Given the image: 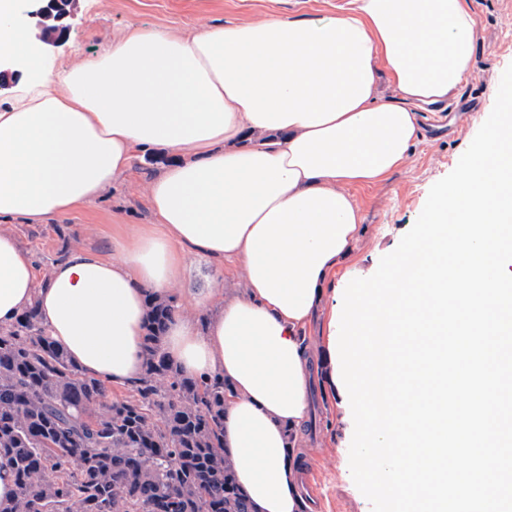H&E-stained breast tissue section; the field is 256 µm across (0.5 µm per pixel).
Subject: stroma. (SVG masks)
Segmentation results:
<instances>
[{"label":"stroma","mask_w":512,"mask_h":512,"mask_svg":"<svg viewBox=\"0 0 512 512\" xmlns=\"http://www.w3.org/2000/svg\"><path fill=\"white\" fill-rule=\"evenodd\" d=\"M346 0H79V9L65 41L40 54L45 66L77 64L98 54L112 38L130 28H162L199 32L228 24H250L278 16L331 15ZM477 21L475 69L453 98V111L420 112L418 136L404 163L381 184L352 189L364 221L350 255L339 265L334 286L344 292L355 278L375 273L381 258L396 249L420 215L431 186L448 175L490 115L498 84L512 64V0H472ZM170 160L161 152L141 154L131 174L112 185L94 203L45 224L0 220L37 261L38 279L77 247L106 246L117 224H150V183ZM246 284L241 272L224 268L200 253L189 256L171 294L192 320L212 318L216 310L197 305L214 291L239 295ZM342 387L318 361L310 363L308 386L312 428L294 451L298 470H312L323 512H372L355 485L349 468L353 433L343 422Z\"/></svg>","instance_id":"stroma-1"}]
</instances>
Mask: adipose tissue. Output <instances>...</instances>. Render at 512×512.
<instances>
[{"instance_id": "1", "label": "adipose tissue", "mask_w": 512, "mask_h": 512, "mask_svg": "<svg viewBox=\"0 0 512 512\" xmlns=\"http://www.w3.org/2000/svg\"><path fill=\"white\" fill-rule=\"evenodd\" d=\"M476 38L471 0H347L328 17L133 28L63 70L31 60L0 108V218L43 224L144 151L173 161L150 185L153 223L73 250L44 282L0 231V326L38 302L70 359L123 387L143 372L147 293L167 292L193 252L240 268L245 292L202 297L218 309L203 331L174 314L165 351L229 385L224 446L255 512H301L288 451L305 425L302 336L363 222L350 190L404 162L419 109L474 71Z\"/></svg>"}]
</instances>
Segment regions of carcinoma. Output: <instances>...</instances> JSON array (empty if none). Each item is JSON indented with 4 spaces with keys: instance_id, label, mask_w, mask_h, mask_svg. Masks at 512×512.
<instances>
[{
    "instance_id": "obj_1",
    "label": "carcinoma",
    "mask_w": 512,
    "mask_h": 512,
    "mask_svg": "<svg viewBox=\"0 0 512 512\" xmlns=\"http://www.w3.org/2000/svg\"><path fill=\"white\" fill-rule=\"evenodd\" d=\"M144 373L113 401L31 303L0 328V512H254L224 450V380L180 373L164 335L173 295H147Z\"/></svg>"
}]
</instances>
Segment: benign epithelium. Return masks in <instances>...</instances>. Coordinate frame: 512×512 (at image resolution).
<instances>
[{"label":"benign epithelium","instance_id":"obj_1","mask_svg":"<svg viewBox=\"0 0 512 512\" xmlns=\"http://www.w3.org/2000/svg\"><path fill=\"white\" fill-rule=\"evenodd\" d=\"M11 22L36 31L33 51L42 52L61 43L76 17V0H13L8 11ZM23 60L7 51L0 52V78L16 75Z\"/></svg>","mask_w":512,"mask_h":512}]
</instances>
